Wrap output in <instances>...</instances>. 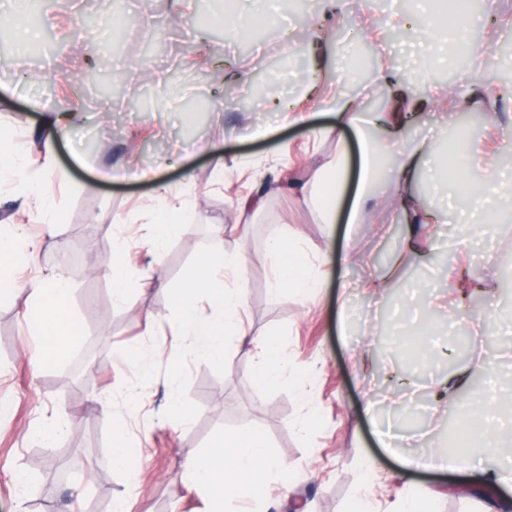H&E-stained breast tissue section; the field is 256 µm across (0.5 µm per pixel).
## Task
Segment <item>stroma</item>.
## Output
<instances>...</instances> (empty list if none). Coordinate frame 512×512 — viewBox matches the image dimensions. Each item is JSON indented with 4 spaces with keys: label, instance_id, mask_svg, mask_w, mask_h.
<instances>
[{
    "label": "stroma",
    "instance_id": "1",
    "mask_svg": "<svg viewBox=\"0 0 512 512\" xmlns=\"http://www.w3.org/2000/svg\"><path fill=\"white\" fill-rule=\"evenodd\" d=\"M438 11V0H346L344 16L329 23L337 34L328 55L349 61L344 83L365 116L384 98L376 69L389 65L424 103L427 123L415 137H429L427 167L442 163L446 135L463 125L447 112L446 100L461 77L478 92L472 121L488 161L512 185V155L498 152L503 131L512 130V0H496L450 11L466 24L472 40L486 42L481 61L451 56L448 46L419 41L417 32L393 27L413 16L418 4ZM321 0H196L192 13L171 0H71L66 15L38 25L32 0H0V37L12 66L35 71L39 85L0 76V161L24 165L27 175L41 166L45 114L42 84H50L57 108L71 116L55 163L67 174L47 195L58 213L47 232L37 213L22 217L23 186L0 179V215L14 216L34 244L35 261L19 266L13 290L0 296V512H113L117 500L129 512H289L285 491L301 497L308 512H347L368 462L381 472L370 496L374 512H401L412 496L430 499L436 512H482L484 506L512 504V488H486L485 471L512 464L498 449L456 471L455 452L469 412L488 380L512 388V252L501 249L502 228L512 225V197L501 194L491 208L487 230L468 222L471 198L462 178L424 179L410 188L427 206L404 210L394 188L384 186L359 222L348 214L358 170L354 131L345 134L348 156L339 218L322 223L309 201L312 172L336 161V138L321 134L334 117L304 101L312 118L280 127L275 100L300 98L313 82L328 86L330 63H316L309 25ZM210 50L215 64L238 79L212 80L210 68L195 66L196 53ZM266 137L254 138L257 127ZM223 156V170L214 159ZM151 169L150 181L122 178V171ZM167 186L172 203H190L192 223L170 238L163 256L148 245L157 192ZM262 191L265 206L240 213L238 196ZM415 231L426 253L417 269L400 267L389 288L371 296L365 281L391 264L407 231ZM290 233L319 253H350V263L320 292L301 299L275 292L269 237ZM470 237L467 251L448 248L452 237ZM247 254L241 279L242 318L251 334L275 325L288 329L287 354L311 370L303 400L287 393L262 397L250 379L253 347L231 349L224 374L203 361L187 364L188 397L198 416L182 424L166 418L173 386L165 374L180 339L167 292L204 245ZM134 277L123 299L100 265L116 246ZM476 271L484 288L459 299L446 263ZM64 280L70 315L79 337L41 368L30 362L41 339L29 331L34 306L32 282ZM346 281L348 305L337 301V283ZM464 307L467 318L443 326L446 309ZM95 349L99 368L90 395L69 383L77 358ZM467 371L464 389L437 405L435 384ZM375 409L358 414L364 401ZM315 413L310 435L296 420ZM61 434L43 441L38 431L50 422ZM389 426L400 438L381 447L377 431ZM141 444L135 471L138 487L127 490L126 472L112 465L113 428ZM257 430L287 469L256 480L252 493L216 501L206 487L185 484L184 463L225 435ZM441 452L453 470L427 473L405 460Z\"/></svg>",
    "mask_w": 512,
    "mask_h": 512
}]
</instances>
